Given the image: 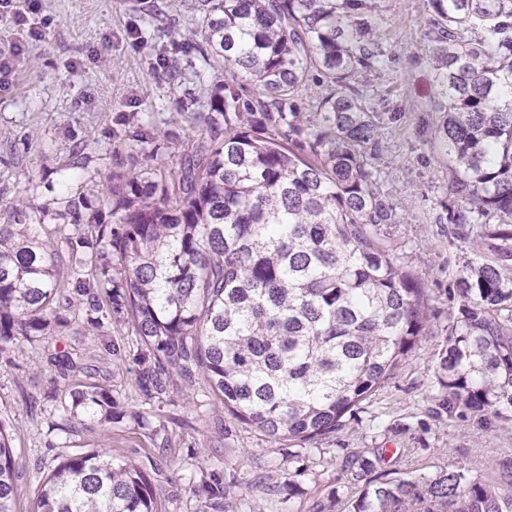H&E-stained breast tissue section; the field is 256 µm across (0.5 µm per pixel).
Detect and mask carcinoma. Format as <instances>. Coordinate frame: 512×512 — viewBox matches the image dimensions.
<instances>
[{
    "instance_id": "1",
    "label": "carcinoma",
    "mask_w": 512,
    "mask_h": 512,
    "mask_svg": "<svg viewBox=\"0 0 512 512\" xmlns=\"http://www.w3.org/2000/svg\"><path fill=\"white\" fill-rule=\"evenodd\" d=\"M437 89L435 145L451 173L448 235L471 241L455 274L456 312L445 329L434 397L440 410L512 416V0H428ZM203 59L229 76L211 94V130L178 172L147 168L100 180L116 222L93 218L94 239L63 237L103 279L78 280L89 335L105 329L100 293L128 317L153 367L148 393L200 376L238 421L300 447L333 434L415 355L435 316L408 237L373 163L383 113L360 79L389 59L377 0H197ZM322 92L311 109V71ZM80 221L83 197L63 198ZM58 245L34 224H0V354L60 321ZM73 412L110 420L109 392L77 391ZM364 482L343 512H512L458 468L389 478L347 457ZM19 494L11 439L0 422V512ZM32 512H163L140 464L95 448L45 477Z\"/></svg>"
}]
</instances>
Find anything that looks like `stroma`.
<instances>
[{
	"instance_id": "35a3bbf8",
	"label": "stroma",
	"mask_w": 512,
	"mask_h": 512,
	"mask_svg": "<svg viewBox=\"0 0 512 512\" xmlns=\"http://www.w3.org/2000/svg\"><path fill=\"white\" fill-rule=\"evenodd\" d=\"M380 41L389 62L367 78L369 107L388 109L376 166L394 195L410 244L407 259L433 299L432 335L336 434L305 446L306 469L294 494L281 491V442L242 424L213 399L191 402L182 391L144 393L136 379L149 364L132 326L113 317L103 336L85 333L84 300L62 301L61 323L35 342L0 354V420L12 437L21 473L18 512H27L43 472L92 448L134 459L162 473L167 512H327L348 496L344 462L361 452L375 472L403 477L461 468L481 478L512 473V424L470 412L432 416L443 328L457 307L448 291L471 254L449 241L444 205L450 176L435 152L436 89L424 19L427 0H378ZM27 27L0 23V57L10 71L0 86V224L25 211L41 235L61 219L56 201L88 192L100 176L179 169L202 126L208 97L196 72L224 80L221 60L203 61L186 47L200 40L198 14L172 0H21ZM43 28L42 37L29 27ZM180 32L172 46L168 29ZM182 69L171 86L166 62ZM119 347V355L108 352ZM70 358L72 365L59 362ZM112 391L122 413L95 428L67 418L75 391ZM146 410L138 421L134 412ZM217 473L225 497L206 500L194 487Z\"/></svg>"
}]
</instances>
